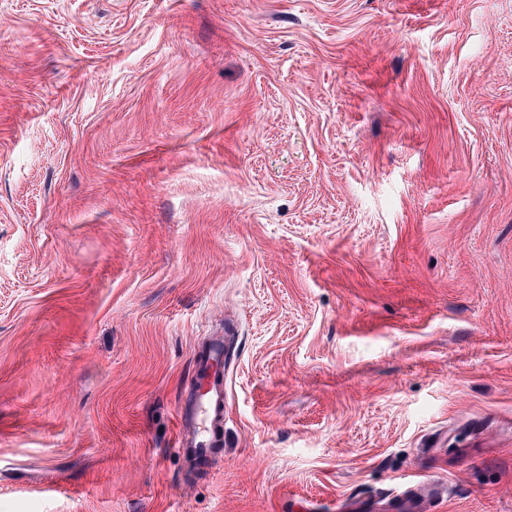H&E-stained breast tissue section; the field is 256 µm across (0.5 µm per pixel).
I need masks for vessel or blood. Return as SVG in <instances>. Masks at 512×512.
I'll return each mask as SVG.
<instances>
[{
	"label": "vessel or blood",
	"mask_w": 512,
	"mask_h": 512,
	"mask_svg": "<svg viewBox=\"0 0 512 512\" xmlns=\"http://www.w3.org/2000/svg\"><path fill=\"white\" fill-rule=\"evenodd\" d=\"M224 367L225 340L211 337L194 356L189 394L184 408L178 411L181 428L175 447L191 461L214 453L224 444Z\"/></svg>",
	"instance_id": "obj_1"
}]
</instances>
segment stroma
Wrapping results in <instances>:
<instances>
[{
  "label": "stroma",
  "mask_w": 512,
  "mask_h": 512,
  "mask_svg": "<svg viewBox=\"0 0 512 512\" xmlns=\"http://www.w3.org/2000/svg\"><path fill=\"white\" fill-rule=\"evenodd\" d=\"M427 484L512 512V0H0V512ZM225 339L213 336L196 351L189 394L178 410L179 433L175 448L191 461L214 453L224 444L227 411L224 393ZM190 430H187L186 424Z\"/></svg>",
  "instance_id": "1"
}]
</instances>
